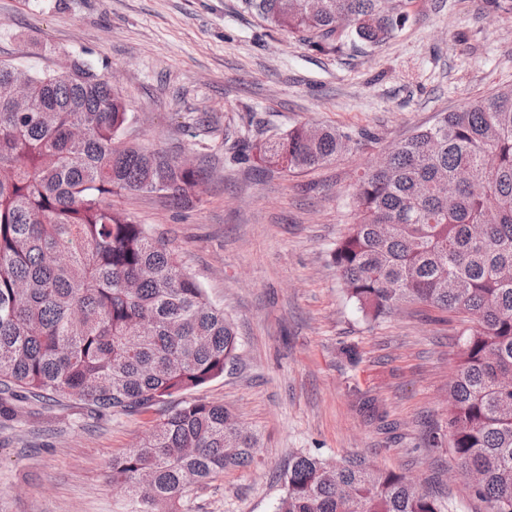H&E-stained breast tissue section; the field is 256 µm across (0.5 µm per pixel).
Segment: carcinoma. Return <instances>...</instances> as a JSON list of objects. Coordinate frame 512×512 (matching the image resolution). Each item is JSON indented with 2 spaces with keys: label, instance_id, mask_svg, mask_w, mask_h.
<instances>
[{
  "label": "carcinoma",
  "instance_id": "cac0c4a2",
  "mask_svg": "<svg viewBox=\"0 0 512 512\" xmlns=\"http://www.w3.org/2000/svg\"><path fill=\"white\" fill-rule=\"evenodd\" d=\"M267 26L329 54L374 49L408 21L405 0H242ZM0 61V418L18 399L77 401L105 413L150 408L224 375L234 324L168 244L112 208L156 193L174 208L203 174L123 139L130 121L112 76L76 61L28 72L15 111ZM350 149L308 124L248 146L244 161L299 173ZM355 222L331 259L373 320L406 303L461 324L448 385V442L472 494L512 512V85L416 129L353 189ZM257 448L224 406L185 400L142 445L112 459L125 512H180L192 488L250 463ZM275 512H452L407 476L352 456L296 454Z\"/></svg>",
  "mask_w": 512,
  "mask_h": 512
}]
</instances>
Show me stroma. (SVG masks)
Wrapping results in <instances>:
<instances>
[{"instance_id":"obj_1","label":"stroma","mask_w":512,"mask_h":512,"mask_svg":"<svg viewBox=\"0 0 512 512\" xmlns=\"http://www.w3.org/2000/svg\"><path fill=\"white\" fill-rule=\"evenodd\" d=\"M385 45L321 54L265 26L241 0H0V60L113 75L125 137L204 171L183 209L156 194L115 208L165 238L235 324L237 358L185 399L224 405L258 439L253 462L196 487L182 512H274L303 450L365 457L428 484L456 512H487L448 479V383L456 320L409 305L365 319L330 251L355 218L351 186L439 113L512 84V14L487 0H409ZM331 126L349 151L313 171L241 163L243 141ZM175 400L94 415L79 403L21 405L0 421V512H123L113 458L137 447Z\"/></svg>"}]
</instances>
